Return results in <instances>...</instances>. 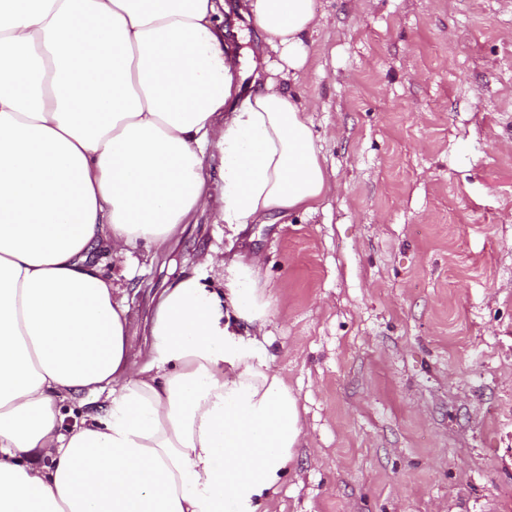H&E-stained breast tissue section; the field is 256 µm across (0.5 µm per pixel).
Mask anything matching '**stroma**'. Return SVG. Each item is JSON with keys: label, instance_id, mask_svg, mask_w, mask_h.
I'll return each mask as SVG.
<instances>
[{"label": "stroma", "instance_id": "obj_1", "mask_svg": "<svg viewBox=\"0 0 512 512\" xmlns=\"http://www.w3.org/2000/svg\"><path fill=\"white\" fill-rule=\"evenodd\" d=\"M334 186L236 244L196 213L125 282L142 349L199 254L260 258L304 443L267 512H512V0H314Z\"/></svg>", "mask_w": 512, "mask_h": 512}]
</instances>
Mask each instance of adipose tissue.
<instances>
[{
	"mask_svg": "<svg viewBox=\"0 0 512 512\" xmlns=\"http://www.w3.org/2000/svg\"><path fill=\"white\" fill-rule=\"evenodd\" d=\"M225 9L0 0V512H266L296 456L258 258L208 254L165 288L132 362L134 249L199 210L236 236L331 189L286 86L307 73L314 0H237L276 56L245 95ZM84 396L97 410L64 428Z\"/></svg>",
	"mask_w": 512,
	"mask_h": 512,
	"instance_id": "obj_1",
	"label": "adipose tissue"
}]
</instances>
